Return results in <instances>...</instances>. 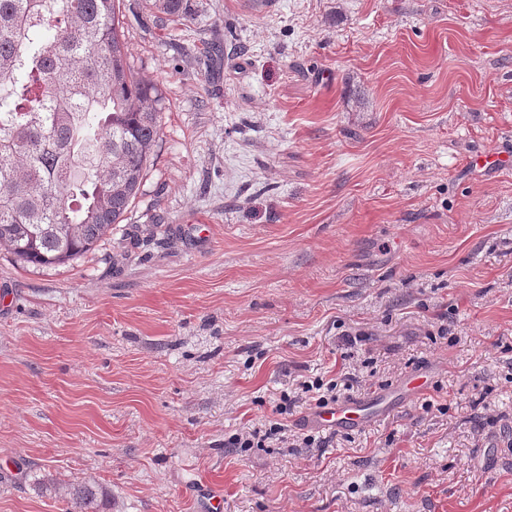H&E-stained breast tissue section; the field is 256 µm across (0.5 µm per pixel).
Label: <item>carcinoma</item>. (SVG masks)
<instances>
[{
    "mask_svg": "<svg viewBox=\"0 0 512 512\" xmlns=\"http://www.w3.org/2000/svg\"><path fill=\"white\" fill-rule=\"evenodd\" d=\"M182 17L183 0H149ZM119 0H0V246L28 266L94 249L133 204L162 136L132 76ZM100 490L67 489L73 512Z\"/></svg>",
    "mask_w": 512,
    "mask_h": 512,
    "instance_id": "cac0c4a2",
    "label": "carcinoma"
}]
</instances>
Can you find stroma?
<instances>
[{
	"mask_svg": "<svg viewBox=\"0 0 512 512\" xmlns=\"http://www.w3.org/2000/svg\"><path fill=\"white\" fill-rule=\"evenodd\" d=\"M247 2L122 0L140 191L67 264L0 250V512H512V168L473 165L512 157V0ZM346 372L379 421L225 447ZM298 399H300L299 393L291 397L288 392H282L279 402L272 410V415L262 416L252 428L230 436L227 442L224 441V445L228 448H288V446H279V444L288 443V436L286 437L288 425H285L283 419L278 416L288 414V410H291ZM98 495L104 497L103 492L96 488L94 485L84 484L71 486L67 489L66 498L70 507L73 509H67V511L75 512H105L103 510H97ZM68 496V497H67Z\"/></svg>",
	"mask_w": 512,
	"mask_h": 512,
	"instance_id": "stroma-1",
	"label": "stroma"
}]
</instances>
